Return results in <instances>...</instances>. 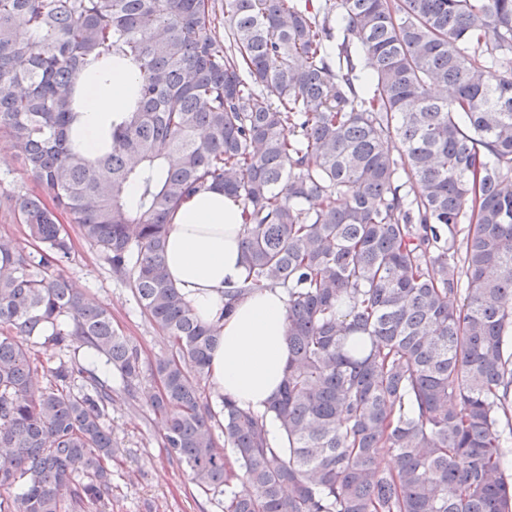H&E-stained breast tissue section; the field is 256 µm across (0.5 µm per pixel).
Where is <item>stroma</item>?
Here are the masks:
<instances>
[{
	"mask_svg": "<svg viewBox=\"0 0 512 512\" xmlns=\"http://www.w3.org/2000/svg\"><path fill=\"white\" fill-rule=\"evenodd\" d=\"M72 258L62 268L77 282L86 300L105 307L113 326L137 346L142 376L135 398H128L120 378H113L108 424L117 451L112 472V512H224V495L202 491L190 482L184 465L172 460L161 445L160 418L148 403L161 387L152 368L167 356L171 344L145 316L128 283L113 275L104 255L88 244L76 225H68Z\"/></svg>",
	"mask_w": 512,
	"mask_h": 512,
	"instance_id": "obj_1",
	"label": "stroma"
}]
</instances>
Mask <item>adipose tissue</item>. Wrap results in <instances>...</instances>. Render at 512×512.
<instances>
[{
  "instance_id": "obj_1",
  "label": "adipose tissue",
  "mask_w": 512,
  "mask_h": 512,
  "mask_svg": "<svg viewBox=\"0 0 512 512\" xmlns=\"http://www.w3.org/2000/svg\"><path fill=\"white\" fill-rule=\"evenodd\" d=\"M140 80L137 69L113 63L110 72L89 65L81 80L74 132L97 152L114 121L124 113ZM243 217L239 200L203 190L176 210L166 239L167 269L198 319L217 326L210 354L213 389L255 414L276 396L288 364L287 295L272 287L239 299L225 312V293L243 279Z\"/></svg>"
}]
</instances>
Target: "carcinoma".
Returning a JSON list of instances; mask_svg holds the SVG:
<instances>
[{
    "mask_svg": "<svg viewBox=\"0 0 512 512\" xmlns=\"http://www.w3.org/2000/svg\"><path fill=\"white\" fill-rule=\"evenodd\" d=\"M115 58L137 102L92 159L78 85ZM0 135L40 186L0 195L40 244L0 237V512H112V383L63 361L39 387L27 346L49 327L134 395L138 349L60 273L63 216L171 339L150 405L224 512H512V0H0ZM208 189L243 205L224 312L288 293L281 392L221 397L222 446L198 386L218 329L166 266Z\"/></svg>",
    "mask_w": 512,
    "mask_h": 512,
    "instance_id": "obj_1",
    "label": "carcinoma"
}]
</instances>
